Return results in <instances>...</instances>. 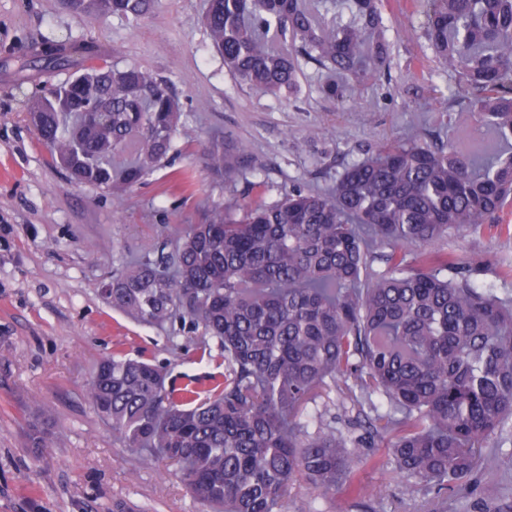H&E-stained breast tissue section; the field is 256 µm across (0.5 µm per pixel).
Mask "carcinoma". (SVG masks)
<instances>
[{"mask_svg": "<svg viewBox=\"0 0 512 512\" xmlns=\"http://www.w3.org/2000/svg\"><path fill=\"white\" fill-rule=\"evenodd\" d=\"M381 2L207 0L204 25L245 85L294 92L305 61L326 73L322 94L344 103L386 66ZM419 2L423 21L406 35L428 42L460 111L477 115L472 134L492 136L489 152L387 141L325 190L295 188L271 204L231 197L112 278L113 308L198 333V349L214 340L224 353V382L204 396L120 352L89 383L115 440L176 463L191 496L217 512H284L298 478L322 495L355 493L357 449L387 432L412 489H466L499 463L481 448L512 425V294L483 280L480 243L466 258L425 247L452 231L480 233L512 202V0ZM69 4L137 23L153 0ZM93 54L90 44L37 51L45 70H74L30 115L58 164L119 201L176 151L180 104L139 67H81ZM205 157L225 189L243 178L229 149ZM340 383L375 411L359 440L312 408ZM26 439L38 455L56 447L38 418Z\"/></svg>", "mask_w": 512, "mask_h": 512, "instance_id": "carcinoma-1", "label": "carcinoma"}]
</instances>
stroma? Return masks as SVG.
<instances>
[{
  "label": "stroma",
  "mask_w": 512,
  "mask_h": 512,
  "mask_svg": "<svg viewBox=\"0 0 512 512\" xmlns=\"http://www.w3.org/2000/svg\"><path fill=\"white\" fill-rule=\"evenodd\" d=\"M205 8L206 0H154L133 25L117 15L76 13L68 0H0V512H209L173 466L143 460L113 439L88 385L99 361L116 351L165 366L179 387L205 390L223 379L219 347L200 356L196 334L170 341L165 331L112 310L105 292L147 244L180 235L223 205L224 182L204 157L211 145L244 147L246 176L236 197L272 202L295 188L331 186L344 164L382 141L453 137L450 79L427 42L406 34L421 20L411 0H384L389 66L343 104L321 96L309 65L295 97L240 83L210 45ZM86 40L99 45L104 62L167 79L183 112L174 167L185 180L158 170L116 205L56 165L27 114L49 84L70 73H46L34 53L45 43ZM477 243L491 261L486 282L512 291V208L479 235L452 233L427 250L462 255ZM33 403L58 432L56 448L39 457L25 446ZM317 407L337 430L362 434L356 408L340 391L323 394ZM486 446L499 450L502 465L479 472L468 493L407 490L384 439L361 451L360 494L323 498L300 481L288 491L286 510L512 512V441Z\"/></svg>",
  "instance_id": "obj_1"
}]
</instances>
